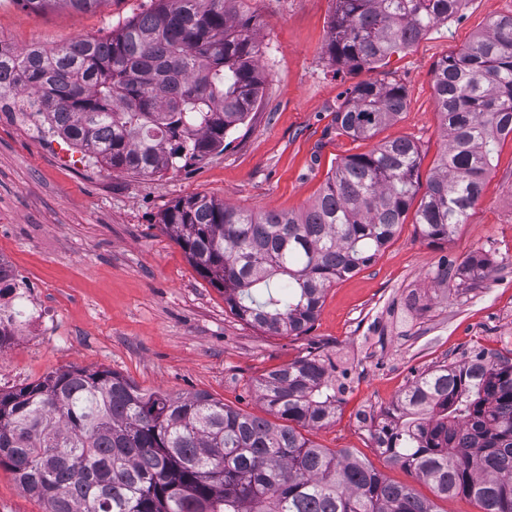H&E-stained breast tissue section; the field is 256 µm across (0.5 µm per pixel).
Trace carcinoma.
<instances>
[{"label": "carcinoma", "instance_id": "carcinoma-1", "mask_svg": "<svg viewBox=\"0 0 512 512\" xmlns=\"http://www.w3.org/2000/svg\"><path fill=\"white\" fill-rule=\"evenodd\" d=\"M43 13L102 0H18ZM238 0H156L106 37L0 54V91L35 96L52 131L114 171L149 176L224 149L260 99L255 17ZM464 0H336L327 53L372 70L457 15ZM448 143L420 192L409 139L348 156L307 211L244 212L206 195L176 201L161 224L239 319L270 335L311 328L326 289L372 262L412 204L421 236L448 240L482 195L499 140L512 135V14L491 18L434 70ZM397 83L363 80L336 112L371 139L404 109ZM493 270L476 252L445 270L464 282ZM283 278L259 301L254 290ZM334 367L310 352L256 384L266 416L205 392H146L107 369H58L0 391V467L45 512H437L434 501L302 434L336 414ZM390 463L439 498L465 494L512 512V359L477 354L420 374L373 433Z\"/></svg>", "mask_w": 512, "mask_h": 512}]
</instances>
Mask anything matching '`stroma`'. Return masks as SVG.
Masks as SVG:
<instances>
[{"instance_id":"stroma-1","label":"stroma","mask_w":512,"mask_h":512,"mask_svg":"<svg viewBox=\"0 0 512 512\" xmlns=\"http://www.w3.org/2000/svg\"><path fill=\"white\" fill-rule=\"evenodd\" d=\"M154 0H102L91 12L35 14L0 0V38L17 50L102 37ZM262 45L261 98L224 141L223 152L154 176L113 172L81 149L45 136L29 117L0 112V256L38 289L52 317L39 338L20 337L0 360V390L69 366L105 368L146 391L205 392L262 414L254 384L309 352L329 355L343 385L336 416L311 432L320 447L349 451L390 481L432 497L415 472L390 463L372 438L397 396L421 373L485 352L512 358V136L465 224L445 242L405 222L368 265L326 291L307 334L271 336L233 316L164 230L162 212L201 194L251 212L309 208L337 161L405 137L428 178L446 139L434 68L512 14V0H466L376 71H351L326 52L336 0H242ZM371 78L405 87L406 106L374 139L336 126L348 89ZM481 252L493 279L445 286L439 270Z\"/></svg>"}]
</instances>
